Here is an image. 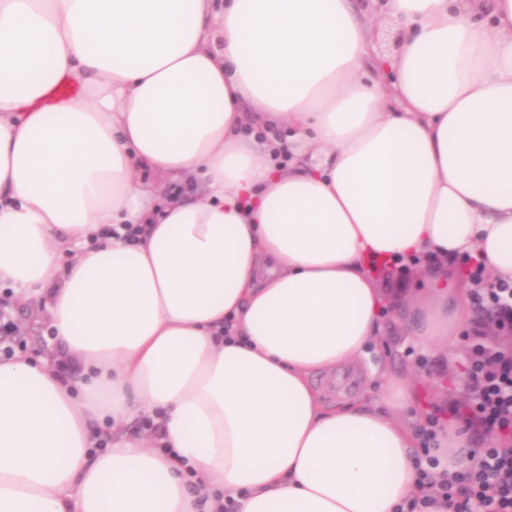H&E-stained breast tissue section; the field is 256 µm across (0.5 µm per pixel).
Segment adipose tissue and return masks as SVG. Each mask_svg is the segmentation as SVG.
Masks as SVG:
<instances>
[{
	"label": "adipose tissue",
	"mask_w": 512,
	"mask_h": 512,
	"mask_svg": "<svg viewBox=\"0 0 512 512\" xmlns=\"http://www.w3.org/2000/svg\"><path fill=\"white\" fill-rule=\"evenodd\" d=\"M380 12L388 60L352 0H0V283L81 371L0 360V512L418 497L411 377L333 408L309 378L354 368L390 301L447 350L461 261L512 281V0ZM403 262L423 292L381 288ZM469 436L438 434L440 471ZM401 33L390 21L377 25L371 33L375 52L381 56H392L397 52ZM398 41H395V40Z\"/></svg>",
	"instance_id": "adipose-tissue-1"
}]
</instances>
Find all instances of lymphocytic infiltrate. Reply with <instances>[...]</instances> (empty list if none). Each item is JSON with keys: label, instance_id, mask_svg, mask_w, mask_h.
<instances>
[{"label": "lymphocytic infiltrate", "instance_id": "lymphocytic-infiltrate-1", "mask_svg": "<svg viewBox=\"0 0 512 512\" xmlns=\"http://www.w3.org/2000/svg\"><path fill=\"white\" fill-rule=\"evenodd\" d=\"M473 298L496 309L499 323L512 325V283L490 282L481 266L468 272ZM467 378L474 392L471 404L456 407L451 417L483 428L493 438L474 450L469 465L434 478L439 460L424 454L418 461L421 499L410 500L406 512L418 506H438L463 497L468 512H512V349L475 343L468 356Z\"/></svg>", "mask_w": 512, "mask_h": 512}]
</instances>
